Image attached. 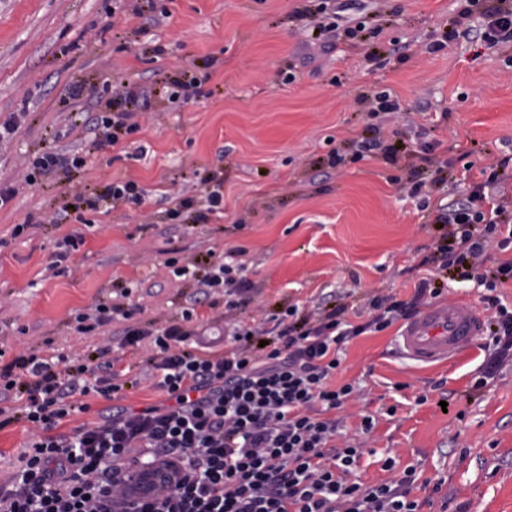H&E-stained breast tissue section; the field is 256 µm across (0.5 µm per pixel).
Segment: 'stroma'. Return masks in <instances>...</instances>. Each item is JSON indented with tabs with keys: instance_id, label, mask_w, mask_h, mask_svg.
I'll return each instance as SVG.
<instances>
[{
	"instance_id": "35a3bbf8",
	"label": "stroma",
	"mask_w": 512,
	"mask_h": 512,
	"mask_svg": "<svg viewBox=\"0 0 512 512\" xmlns=\"http://www.w3.org/2000/svg\"><path fill=\"white\" fill-rule=\"evenodd\" d=\"M151 2L137 16L132 0H0V125L14 127L0 140V189L14 194L0 207V368L32 354L75 366L105 349L129 381L118 398L85 396L65 433L116 407L165 403L152 376L157 329L181 322L216 334L228 313L266 328L288 306L330 308L346 293L357 307L379 293L410 299L409 269L442 233L440 203L470 195L464 165L512 155V48L473 35L426 50L456 23L481 30L479 16L460 19V0H353L338 14L319 12L321 0ZM299 7L310 16L294 18ZM362 24L378 60L347 34ZM325 25L331 50L317 38ZM176 79L194 81L196 94L172 99ZM127 88L137 94L127 107L134 132L112 144L75 125ZM382 90L401 104L395 128L425 123L447 165V184L429 198L404 188L412 168H426L422 152L395 164L347 156L377 122L359 96ZM45 151L65 161L80 152L87 164L69 181L30 182ZM210 176L223 182L224 208L197 224ZM115 179L135 181L146 203L76 208L77 195ZM185 198L192 210L169 218ZM70 235L77 250L56 262ZM237 249L251 287L230 312L223 292L197 279ZM169 259L191 276L174 277ZM102 303L116 307L111 321L78 331L77 315ZM129 329L144 338L124 344ZM399 330L351 340L335 376L360 390L343 410L348 435L363 415L375 421L356 480L391 479L382 467L391 457L444 480L469 512H512V363L476 389L486 336L431 366L400 354ZM32 439L22 421L0 430V481Z\"/></svg>"
}]
</instances>
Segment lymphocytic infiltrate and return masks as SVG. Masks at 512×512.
<instances>
[{"instance_id":"1","label":"lymphocytic infiltrate","mask_w":512,"mask_h":512,"mask_svg":"<svg viewBox=\"0 0 512 512\" xmlns=\"http://www.w3.org/2000/svg\"><path fill=\"white\" fill-rule=\"evenodd\" d=\"M466 2L462 17L481 8L486 45L512 46V0ZM479 175L469 203L442 208L446 241L420 261L424 274L412 298L372 297L364 322H350L344 304L304 316L291 308L273 326L272 348L260 354L250 348L251 328L241 324L225 327L234 347L222 353L203 335L165 327L153 339L159 352L153 367L168 405L120 409L63 434V422L82 409L76 395L111 399L124 388L113 361L102 362V375L90 382L62 377L44 358H16L0 370V429L10 423L5 403L18 385L17 368L28 379L21 416L36 438L20 470L0 483V512H125L115 477L138 456L178 459L188 478L135 512H420L415 466L399 471L389 458L384 466L396 470L393 479L351 480L374 422L362 416L360 438L344 437L343 421L332 412L357 390L332 385L331 378L348 341L411 320L442 296L447 276L481 287L480 302L491 313L486 332L493 351L474 387L512 359V310L499 294L512 283V200L499 193L512 163L500 160ZM492 247L506 258L489 268Z\"/></svg>"}]
</instances>
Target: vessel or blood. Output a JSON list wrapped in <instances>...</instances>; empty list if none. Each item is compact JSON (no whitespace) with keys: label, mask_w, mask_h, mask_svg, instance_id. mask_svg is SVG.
Listing matches in <instances>:
<instances>
[{"label":"vessel or blood","mask_w":512,"mask_h":512,"mask_svg":"<svg viewBox=\"0 0 512 512\" xmlns=\"http://www.w3.org/2000/svg\"><path fill=\"white\" fill-rule=\"evenodd\" d=\"M482 315L470 305L438 303L400 330L398 347L408 359L444 363L467 347L482 330Z\"/></svg>","instance_id":"vessel-or-blood-1"}]
</instances>
